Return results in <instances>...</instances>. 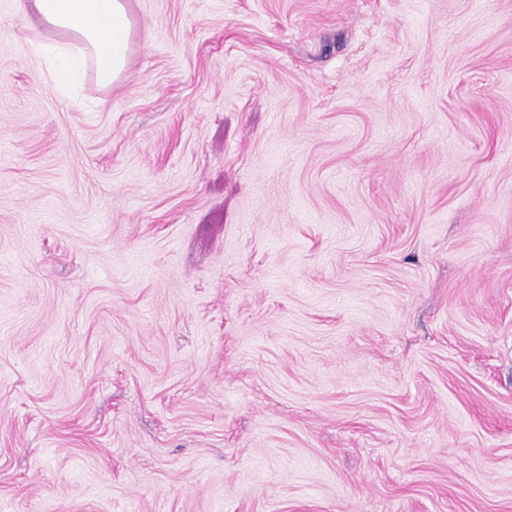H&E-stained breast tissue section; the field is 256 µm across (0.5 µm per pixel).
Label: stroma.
I'll return each mask as SVG.
<instances>
[{"instance_id":"stroma-1","label":"stroma","mask_w":512,"mask_h":512,"mask_svg":"<svg viewBox=\"0 0 512 512\" xmlns=\"http://www.w3.org/2000/svg\"><path fill=\"white\" fill-rule=\"evenodd\" d=\"M129 9L0 0V512H512V0ZM41 25L74 38L38 44L54 90L73 98L87 61L96 65L98 82L110 87L128 66L132 22L127 0H30Z\"/></svg>"}]
</instances>
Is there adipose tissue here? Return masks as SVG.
I'll return each instance as SVG.
<instances>
[{"instance_id":"ef3b65f1","label":"adipose tissue","mask_w":512,"mask_h":512,"mask_svg":"<svg viewBox=\"0 0 512 512\" xmlns=\"http://www.w3.org/2000/svg\"><path fill=\"white\" fill-rule=\"evenodd\" d=\"M32 5L45 29L63 34L38 45L58 94L74 97L91 62L101 85L121 80L133 33L128 0H32Z\"/></svg>"}]
</instances>
